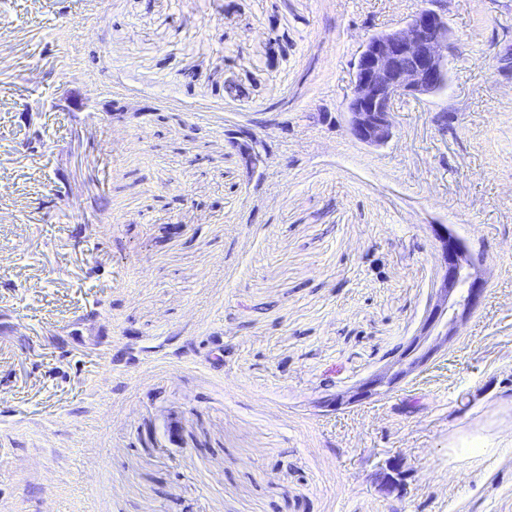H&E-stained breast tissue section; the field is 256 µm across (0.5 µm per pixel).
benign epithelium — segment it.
<instances>
[{"mask_svg":"<svg viewBox=\"0 0 512 512\" xmlns=\"http://www.w3.org/2000/svg\"><path fill=\"white\" fill-rule=\"evenodd\" d=\"M451 36L443 11L427 8L401 25L368 38L359 54L347 122L363 143L380 145L394 134L396 101L403 96H431L447 80ZM442 269L441 283L429 304L419 334L401 345L380 372L346 395L322 401L325 407L362 402L392 390L431 362L456 335L458 325L482 304L488 281L485 257L473 251L444 224L433 225Z\"/></svg>","mask_w":512,"mask_h":512,"instance_id":"7a95c632","label":"benign epithelium"}]
</instances>
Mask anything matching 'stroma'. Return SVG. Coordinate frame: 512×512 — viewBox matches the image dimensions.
<instances>
[{
    "mask_svg": "<svg viewBox=\"0 0 512 512\" xmlns=\"http://www.w3.org/2000/svg\"><path fill=\"white\" fill-rule=\"evenodd\" d=\"M430 5L0 0V512H512V447L448 456L512 395V0H443L446 87L347 124L363 43ZM435 224L484 303L322 407L419 333ZM442 269L441 283L429 304L419 334L401 345L398 354L379 373L362 381L346 395L322 401L323 407L362 402L392 390L431 362L456 335L458 325L482 304L488 281L481 267L485 257L473 251L444 224L433 225Z\"/></svg>",
    "mask_w": 512,
    "mask_h": 512,
    "instance_id": "1",
    "label": "stroma"
}]
</instances>
